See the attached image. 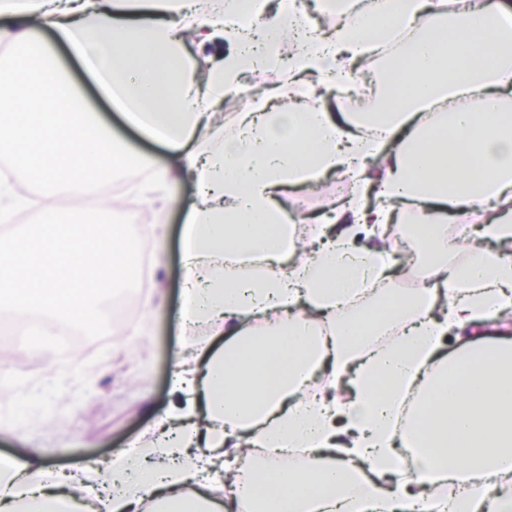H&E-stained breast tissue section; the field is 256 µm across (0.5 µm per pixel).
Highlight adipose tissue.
<instances>
[{"label":"adipose tissue","instance_id":"adipose-tissue-1","mask_svg":"<svg viewBox=\"0 0 512 512\" xmlns=\"http://www.w3.org/2000/svg\"><path fill=\"white\" fill-rule=\"evenodd\" d=\"M326 2L338 23L286 58L276 48L302 18L269 12V0H219L203 21L192 0H0L10 45L0 157L15 180L37 177L46 200L36 231L0 239V308L26 304L44 336L86 329L92 305L64 294L75 277L60 258L94 264L105 292L129 273L121 225L90 249L59 233L47 203L61 188L104 193L130 160L72 79L64 46L194 185L179 318L211 330L180 344L176 402L98 472L114 494L91 507L85 467L43 481L16 464L0 469V512H129L146 495L160 512H223L243 499L256 512H512V342L486 336L512 317V10L502 0ZM260 14L259 54L239 20ZM401 28L416 36L389 69L380 109L334 119L325 97ZM190 31L215 55L201 75ZM269 71L287 73L302 101L273 86L225 134V100L245 75ZM347 174L356 195L319 213L317 249L302 252L281 195ZM452 217L475 226L449 235ZM388 238L422 256L417 288L390 289ZM466 239L469 260L450 263ZM234 256L256 259L260 273L238 279ZM455 333L471 348L444 357ZM298 448L299 469L241 465L248 450Z\"/></svg>","mask_w":512,"mask_h":512}]
</instances>
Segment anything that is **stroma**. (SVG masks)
Returning a JSON list of instances; mask_svg holds the SVG:
<instances>
[{"label": "stroma", "mask_w": 512, "mask_h": 512, "mask_svg": "<svg viewBox=\"0 0 512 512\" xmlns=\"http://www.w3.org/2000/svg\"><path fill=\"white\" fill-rule=\"evenodd\" d=\"M71 68L83 82L92 108L128 143L133 155L150 158L158 168L176 165L175 156L125 127L118 113L98 97L79 63H72ZM174 194L178 204L169 209L165 240L156 246L153 302L138 322L140 343L112 353L108 363L98 366L86 382L75 381L56 363L45 366L37 380L14 379L12 389L19 408L15 418L0 415V461L16 459L51 473L90 461L102 467L168 409L174 399L173 359L182 339L177 316L182 280L180 230L183 208L193 201L194 188L181 181ZM58 217L62 233L73 236L87 225L126 219L117 199L88 210L62 208ZM23 421L33 422V429L19 432Z\"/></svg>", "instance_id": "obj_1"}]
</instances>
